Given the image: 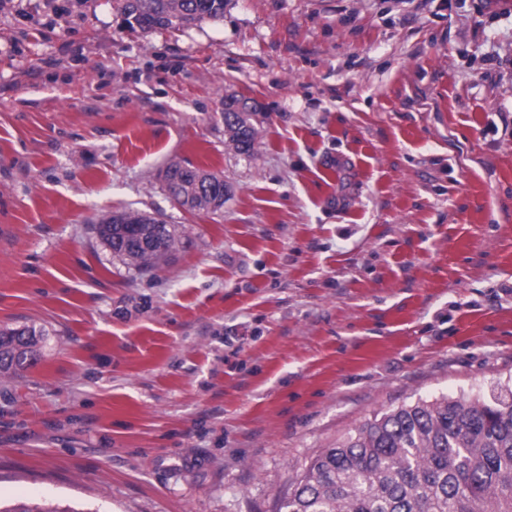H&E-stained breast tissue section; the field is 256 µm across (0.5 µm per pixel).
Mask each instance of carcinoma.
Listing matches in <instances>:
<instances>
[{
    "label": "carcinoma",
    "instance_id": "carcinoma-1",
    "mask_svg": "<svg viewBox=\"0 0 512 512\" xmlns=\"http://www.w3.org/2000/svg\"><path fill=\"white\" fill-rule=\"evenodd\" d=\"M131 29H178L224 18L225 0H118ZM224 97V145L250 156L257 112ZM198 167L167 166L165 191L180 207L215 213L225 189H197ZM92 231L126 267L145 275L181 244L184 228L138 209L101 215ZM44 330L0 331V377L34 365ZM0 512H77L17 502ZM277 512H512V388L488 396L418 399L383 413L321 450L279 499Z\"/></svg>",
    "mask_w": 512,
    "mask_h": 512
}]
</instances>
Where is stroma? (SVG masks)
Listing matches in <instances>:
<instances>
[{
  "instance_id": "35a3bbf8",
  "label": "stroma",
  "mask_w": 512,
  "mask_h": 512,
  "mask_svg": "<svg viewBox=\"0 0 512 512\" xmlns=\"http://www.w3.org/2000/svg\"><path fill=\"white\" fill-rule=\"evenodd\" d=\"M115 0H0V501L275 512L323 448L512 384V13L485 0H227L129 30ZM263 112L224 147V97ZM222 176L190 213L159 172ZM183 225L154 274L92 233ZM231 113H221L224 119V145L237 155L250 156L255 151L259 137L257 122L254 123L258 112L235 113L237 121L234 124L228 121ZM166 169L165 191L181 208L187 206L191 212L215 213L229 199L230 191L225 193L224 185L222 189L218 185L211 191L203 187L201 190L197 189V180L201 174H211L214 177L216 174L205 172L196 166L181 167L179 163H171ZM46 334L35 325L0 331V377L33 366Z\"/></svg>"
}]
</instances>
